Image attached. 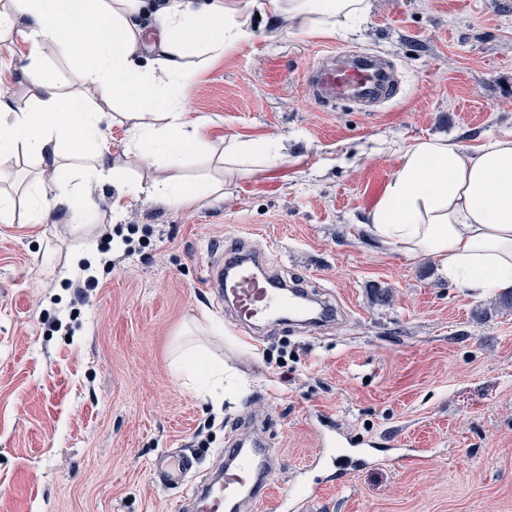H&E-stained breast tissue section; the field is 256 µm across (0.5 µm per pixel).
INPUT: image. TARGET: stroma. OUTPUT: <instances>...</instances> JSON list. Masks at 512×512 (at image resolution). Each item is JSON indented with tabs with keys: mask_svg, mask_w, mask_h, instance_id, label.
<instances>
[{
	"mask_svg": "<svg viewBox=\"0 0 512 512\" xmlns=\"http://www.w3.org/2000/svg\"><path fill=\"white\" fill-rule=\"evenodd\" d=\"M251 26L189 88L182 120L203 121L210 147L183 174L223 181L229 136L287 138V164L181 208L104 183L87 223H29L22 200L0 222V512H174L184 489L159 481L157 458L197 457V482L244 433L276 453L280 482L321 484L310 512H512V309L365 230L373 179L390 181L414 141L512 135V0H373L333 34ZM348 49L392 61L400 84L379 111L309 103L308 67ZM102 110L128 182L162 179L126 162L130 123ZM89 240L108 244L98 259L81 255ZM234 243L304 279L337 320L243 342L201 287ZM75 263L98 282L82 302ZM191 322L241 394L217 403L174 376ZM320 411L376 440L375 463L313 464Z\"/></svg>",
	"mask_w": 512,
	"mask_h": 512,
	"instance_id": "35a3bbf8",
	"label": "stroma"
}]
</instances>
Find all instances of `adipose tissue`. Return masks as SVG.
Listing matches in <instances>:
<instances>
[{
  "mask_svg": "<svg viewBox=\"0 0 512 512\" xmlns=\"http://www.w3.org/2000/svg\"><path fill=\"white\" fill-rule=\"evenodd\" d=\"M370 10V0H5L0 43L9 52L24 45L27 55L23 100L0 99V218L16 205L10 162L22 153L39 167L27 191L33 224L86 223L95 209L87 185L126 183L103 145L102 112L50 77V57L68 56L83 86L124 108L132 123L129 154L170 172L150 194L178 208L221 189L174 175L189 155L208 148L200 128H187L181 115L195 77L253 38L250 16L282 18L290 31L316 34ZM67 154L85 164L63 178ZM287 161L282 140H224L225 178ZM368 230L407 257L432 258L449 283L476 296L512 288V135L474 150L437 136L415 141L370 212ZM173 367L191 384L214 385L224 376L223 365L193 343Z\"/></svg>",
  "mask_w": 512,
  "mask_h": 512,
  "instance_id": "ef3b65f1",
  "label": "adipose tissue"
}]
</instances>
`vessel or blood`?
<instances>
[{
	"label": "vessel or blood",
	"instance_id": "b4317fda",
	"mask_svg": "<svg viewBox=\"0 0 512 512\" xmlns=\"http://www.w3.org/2000/svg\"><path fill=\"white\" fill-rule=\"evenodd\" d=\"M306 89L310 100L326 109L339 103L368 107L392 99L396 91L387 62L377 54L355 51L325 54L307 71ZM260 261L254 252L235 253L208 271L204 285L217 301L231 303L240 317L274 321L294 308L296 297H308L309 292L296 285L286 293L277 275L254 274L251 266ZM225 454L229 462L224 470L215 479L197 485L179 503L180 512H226L230 506L240 510L266 500L273 512H286L289 504L303 507L319 495L317 488L294 486L288 493L271 497L269 482L259 480L258 475L273 472L272 454L255 458L238 447L226 449ZM194 465L190 455L168 454L158 459L156 473L167 483L180 484L188 480Z\"/></svg>",
	"mask_w": 512,
	"mask_h": 512
}]
</instances>
